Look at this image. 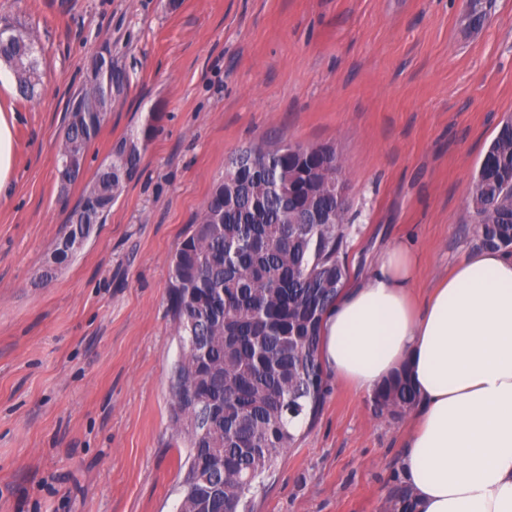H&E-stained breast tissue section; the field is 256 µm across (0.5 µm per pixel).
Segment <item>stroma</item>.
Wrapping results in <instances>:
<instances>
[{"label": "stroma", "instance_id": "35a3bbf8", "mask_svg": "<svg viewBox=\"0 0 512 512\" xmlns=\"http://www.w3.org/2000/svg\"><path fill=\"white\" fill-rule=\"evenodd\" d=\"M0 0L43 87L0 95L15 169L0 185V512H175L179 339L169 261L224 173L261 143L331 145L349 189L347 265L396 239L426 296L474 249L473 175L512 115V0ZM109 48L125 82L82 179L56 176L66 104ZM161 113L105 223L49 283L58 232L113 146ZM253 512H384L412 417L333 380Z\"/></svg>", "mask_w": 512, "mask_h": 512}]
</instances>
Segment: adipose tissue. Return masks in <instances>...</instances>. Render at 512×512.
<instances>
[{
  "instance_id": "1",
  "label": "adipose tissue",
  "mask_w": 512,
  "mask_h": 512,
  "mask_svg": "<svg viewBox=\"0 0 512 512\" xmlns=\"http://www.w3.org/2000/svg\"><path fill=\"white\" fill-rule=\"evenodd\" d=\"M397 240L328 313L321 354L366 396L399 370L418 393L401 474L416 512H512V253L468 251L425 300Z\"/></svg>"
}]
</instances>
